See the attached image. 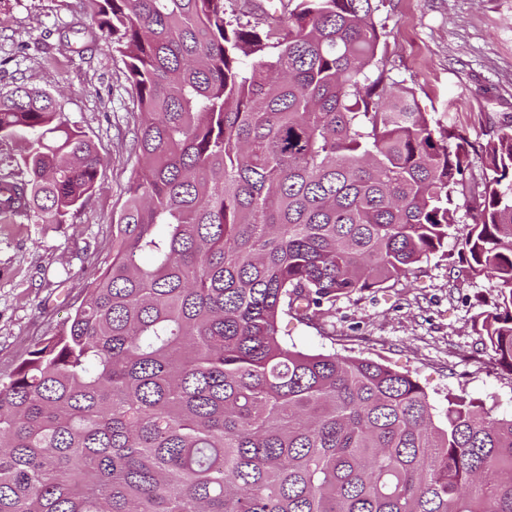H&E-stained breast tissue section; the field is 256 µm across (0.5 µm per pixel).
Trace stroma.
Masks as SVG:
<instances>
[{
	"mask_svg": "<svg viewBox=\"0 0 512 512\" xmlns=\"http://www.w3.org/2000/svg\"><path fill=\"white\" fill-rule=\"evenodd\" d=\"M387 62L422 111L470 142L471 179L482 148L512 127V0H383ZM92 28L85 0H9L0 12V94L23 84L60 96L67 119L95 143L98 186L64 224H0V377L32 344L63 328L94 273L112 259V224L139 169L140 111L124 61L102 33L67 43L69 27ZM491 281L457 277L437 256L391 287L337 298L327 316L281 331L297 349L371 359L415 377L435 408L448 394L512 413V375L473 327Z\"/></svg>",
	"mask_w": 512,
	"mask_h": 512,
	"instance_id": "obj_1",
	"label": "stroma"
}]
</instances>
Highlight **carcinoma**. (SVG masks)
Returning a JSON list of instances; mask_svg holds the SVG:
<instances>
[{
	"instance_id": "1",
	"label": "carcinoma",
	"mask_w": 512,
	"mask_h": 512,
	"mask_svg": "<svg viewBox=\"0 0 512 512\" xmlns=\"http://www.w3.org/2000/svg\"><path fill=\"white\" fill-rule=\"evenodd\" d=\"M125 59L141 165L112 262L0 378V512H512V415L381 363L288 347L336 298L456 240L512 375V129L470 144L387 67L381 0H88ZM0 223L64 224L102 158L61 103L0 95ZM464 199L472 223L457 225ZM149 263H143V259ZM21 153L19 142L15 140L0 142V174L18 173L20 169L16 166V162Z\"/></svg>"
}]
</instances>
